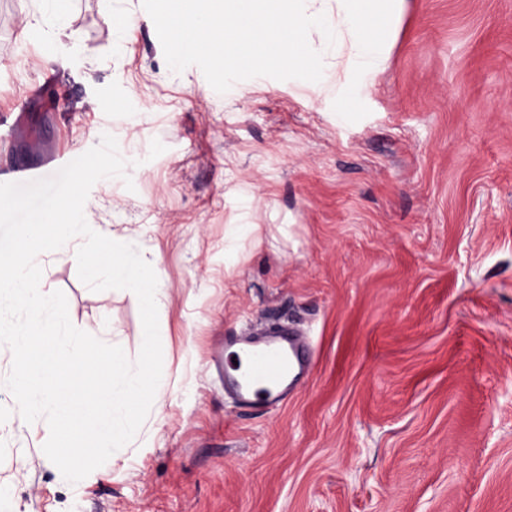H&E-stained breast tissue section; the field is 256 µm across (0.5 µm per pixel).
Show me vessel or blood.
Here are the masks:
<instances>
[{
  "label": "vessel or blood",
  "instance_id": "1",
  "mask_svg": "<svg viewBox=\"0 0 512 512\" xmlns=\"http://www.w3.org/2000/svg\"><path fill=\"white\" fill-rule=\"evenodd\" d=\"M73 153H49L36 164L0 168V183L42 178L46 167L66 165ZM311 367L305 336L285 325H272L246 337L224 340V391L241 406L280 404L303 381Z\"/></svg>",
  "mask_w": 512,
  "mask_h": 512
}]
</instances>
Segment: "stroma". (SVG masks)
Here are the masks:
<instances>
[{"instance_id": "1", "label": "stroma", "mask_w": 512, "mask_h": 512, "mask_svg": "<svg viewBox=\"0 0 512 512\" xmlns=\"http://www.w3.org/2000/svg\"><path fill=\"white\" fill-rule=\"evenodd\" d=\"M126 15L117 30L108 14ZM56 102H26L46 69ZM335 93L168 67L142 0H0V164L113 135L97 232L157 264L162 410L78 483L25 423L0 346V512H512V0H406L350 123ZM233 224L259 225L226 247ZM71 322L136 360L139 303L44 260ZM314 348L276 407L210 362L271 324Z\"/></svg>"}]
</instances>
